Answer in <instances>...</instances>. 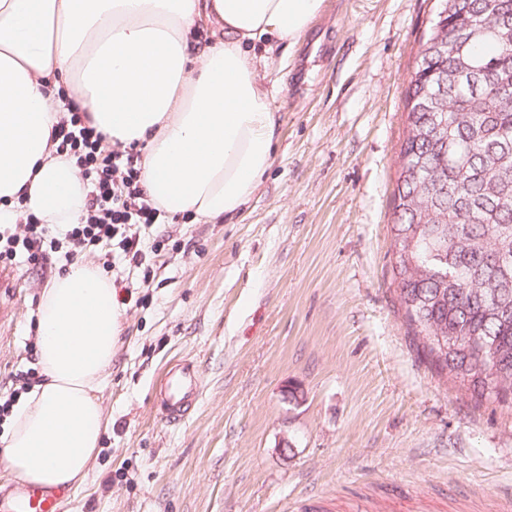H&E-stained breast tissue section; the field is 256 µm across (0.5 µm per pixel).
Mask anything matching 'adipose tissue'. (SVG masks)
<instances>
[{
  "mask_svg": "<svg viewBox=\"0 0 512 512\" xmlns=\"http://www.w3.org/2000/svg\"><path fill=\"white\" fill-rule=\"evenodd\" d=\"M323 0H0V224L24 213L77 224L87 186L52 131V86L111 143H146L142 180L158 207L231 220L272 161L275 55L304 36ZM204 40H197V33ZM123 312L111 280L73 264L36 313L41 382L0 440L19 478L66 490L98 452L100 392Z\"/></svg>",
  "mask_w": 512,
  "mask_h": 512,
  "instance_id": "1",
  "label": "adipose tissue"
}]
</instances>
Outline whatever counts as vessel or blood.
<instances>
[{"mask_svg": "<svg viewBox=\"0 0 512 512\" xmlns=\"http://www.w3.org/2000/svg\"><path fill=\"white\" fill-rule=\"evenodd\" d=\"M198 389L196 365L188 359L179 360L163 375L155 395L160 419L168 425L179 424ZM0 512H62V505L59 493L22 484L13 486L9 494H0Z\"/></svg>", "mask_w": 512, "mask_h": 512, "instance_id": "obj_1", "label": "vessel or blood"}]
</instances>
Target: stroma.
Instances as JSON below:
<instances>
[{"label": "stroma", "mask_w": 512, "mask_h": 512, "mask_svg": "<svg viewBox=\"0 0 512 512\" xmlns=\"http://www.w3.org/2000/svg\"><path fill=\"white\" fill-rule=\"evenodd\" d=\"M437 7L324 0L271 75L273 158L235 222L141 229L144 270L80 255L125 304L108 426L63 512H294L309 494L321 512H499L512 495V410L438 375L390 276L405 92ZM65 265L18 264L0 290V387L34 366ZM184 356L203 389L171 427L156 379Z\"/></svg>", "instance_id": "1"}]
</instances>
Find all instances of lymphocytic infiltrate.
Masks as SVG:
<instances>
[{
	"label": "lymphocytic infiltrate",
	"mask_w": 512,
	"mask_h": 512,
	"mask_svg": "<svg viewBox=\"0 0 512 512\" xmlns=\"http://www.w3.org/2000/svg\"><path fill=\"white\" fill-rule=\"evenodd\" d=\"M58 152L75 158L88 186L87 213L82 223L55 230L27 214L22 229L0 224V265L19 256L48 259L54 253L71 261L102 244H116L119 257L131 267L146 259L140 230L164 223L166 215L142 186L140 153L136 148H115L97 131L78 106H69L56 125Z\"/></svg>",
	"instance_id": "1"
}]
</instances>
